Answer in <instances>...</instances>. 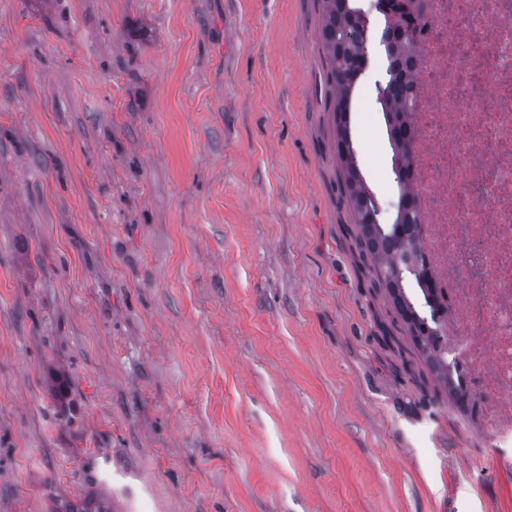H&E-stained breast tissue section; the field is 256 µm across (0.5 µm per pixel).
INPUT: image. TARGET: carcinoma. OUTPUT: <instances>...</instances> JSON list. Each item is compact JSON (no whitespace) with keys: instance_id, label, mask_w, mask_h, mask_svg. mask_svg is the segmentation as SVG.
<instances>
[{"instance_id":"obj_1","label":"carcinoma","mask_w":512,"mask_h":512,"mask_svg":"<svg viewBox=\"0 0 512 512\" xmlns=\"http://www.w3.org/2000/svg\"><path fill=\"white\" fill-rule=\"evenodd\" d=\"M382 2L389 3L383 9V19L394 17V22L385 25L381 35L388 64L380 81L383 95L377 96L393 150L392 171L399 189L397 212L392 223L380 222L366 195L365 181L354 155L351 138V100L359 74L370 60V42L365 37L369 25L360 7L356 6V0H323L320 34L329 60L327 82L333 90L336 153L344 172L358 242L374 278L409 336L422 350L431 370L450 390L452 384L448 378V362L436 351L432 342L437 331L429 322L435 317V303L425 266L416 255L412 234L416 218L411 211L406 184L412 164L407 122L409 104L402 94V73L394 65L397 53L410 50L413 29L407 17L410 15V5L416 0H405L396 6L392 0ZM65 512H112V503L105 498H90L78 506L68 505Z\"/></svg>"}]
</instances>
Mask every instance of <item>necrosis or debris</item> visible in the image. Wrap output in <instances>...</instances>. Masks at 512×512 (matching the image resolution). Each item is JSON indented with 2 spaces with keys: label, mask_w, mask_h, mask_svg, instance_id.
<instances>
[{
  "label": "necrosis or debris",
  "mask_w": 512,
  "mask_h": 512,
  "mask_svg": "<svg viewBox=\"0 0 512 512\" xmlns=\"http://www.w3.org/2000/svg\"><path fill=\"white\" fill-rule=\"evenodd\" d=\"M414 228L453 407L512 472V0H422L409 16Z\"/></svg>",
  "instance_id": "1"
}]
</instances>
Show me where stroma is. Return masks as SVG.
I'll return each mask as SVG.
<instances>
[{
    "instance_id": "stroma-1",
    "label": "stroma",
    "mask_w": 512,
    "mask_h": 512,
    "mask_svg": "<svg viewBox=\"0 0 512 512\" xmlns=\"http://www.w3.org/2000/svg\"><path fill=\"white\" fill-rule=\"evenodd\" d=\"M322 12L0 0V512H512L360 260Z\"/></svg>"
}]
</instances>
